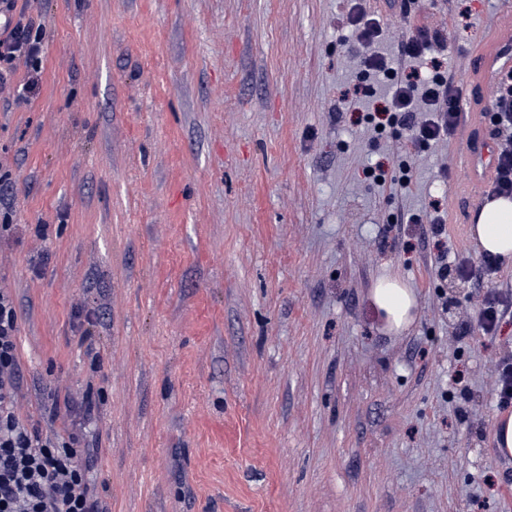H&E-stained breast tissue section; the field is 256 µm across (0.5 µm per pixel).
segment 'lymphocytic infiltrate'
Wrapping results in <instances>:
<instances>
[{
  "instance_id": "obj_1",
  "label": "lymphocytic infiltrate",
  "mask_w": 512,
  "mask_h": 512,
  "mask_svg": "<svg viewBox=\"0 0 512 512\" xmlns=\"http://www.w3.org/2000/svg\"><path fill=\"white\" fill-rule=\"evenodd\" d=\"M17 0H0V72L25 63L26 90H34L41 74L44 33L25 15ZM348 23L357 44L362 77H386L390 87L368 113H354V123L392 131L404 154L412 155L441 139H453L460 113L459 90L436 54L439 35L425 29L410 32L396 56L375 51L383 33L379 19L352 5ZM489 123L496 143L497 169L492 195L512 199V71L495 85ZM410 224L430 227L440 278L498 280L501 257L484 255L480 268L468 257L449 254L440 200L425 213L411 214ZM18 314L13 298L0 292V512H103L94 487L79 462L80 439L72 433H45L24 423L15 409L21 359L17 343Z\"/></svg>"
}]
</instances>
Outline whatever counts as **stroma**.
<instances>
[{
  "label": "stroma",
  "mask_w": 512,
  "mask_h": 512,
  "mask_svg": "<svg viewBox=\"0 0 512 512\" xmlns=\"http://www.w3.org/2000/svg\"><path fill=\"white\" fill-rule=\"evenodd\" d=\"M45 33L41 81L0 80V291L19 316L16 411L79 432L105 512H512V414L495 393L512 312L484 335L488 283L440 280L422 224L479 261L459 140L405 194L363 169L340 95L350 0H18ZM396 53L429 26L459 88L497 0H368ZM414 250H407V243ZM417 294L388 332L384 272ZM495 440L497 448L504 454H512V414L496 417Z\"/></svg>",
  "instance_id": "obj_1"
}]
</instances>
